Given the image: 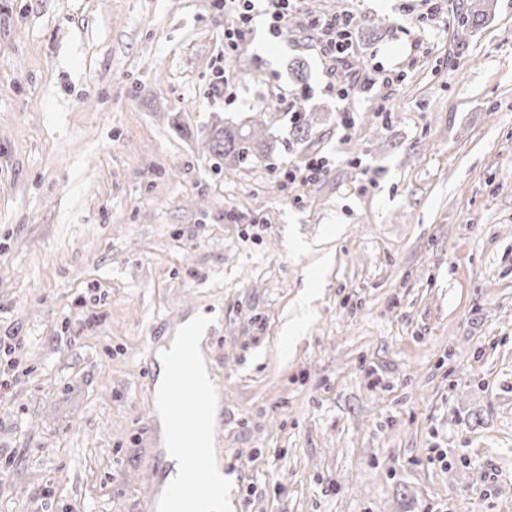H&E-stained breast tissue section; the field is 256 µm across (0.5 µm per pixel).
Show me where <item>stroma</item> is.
Segmentation results:
<instances>
[{"mask_svg": "<svg viewBox=\"0 0 512 512\" xmlns=\"http://www.w3.org/2000/svg\"><path fill=\"white\" fill-rule=\"evenodd\" d=\"M474 3L302 0L363 22L341 64L261 13L225 52L216 0H0V512H158L155 354L200 315L224 512H512V0L458 39ZM247 118L265 156L213 157ZM325 157L312 158L303 167L288 166L281 168L278 178L283 187L285 183H294L298 178L303 183H314L323 175L325 168ZM17 336H0V354H1V371H0V387L4 388L7 386V379L3 378V375H6L7 371L13 369L14 367H18L19 363V354L22 349V346L19 342H15ZM4 361V362H3ZM2 366L3 372L2 373Z\"/></svg>", "mask_w": 512, "mask_h": 512, "instance_id": "1", "label": "stroma"}]
</instances>
